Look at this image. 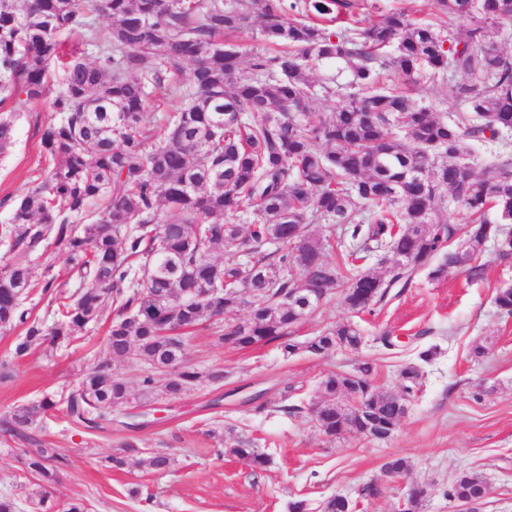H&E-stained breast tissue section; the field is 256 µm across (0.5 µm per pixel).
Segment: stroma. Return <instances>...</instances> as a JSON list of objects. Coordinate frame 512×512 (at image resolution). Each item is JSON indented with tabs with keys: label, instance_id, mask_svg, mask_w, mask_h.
Instances as JSON below:
<instances>
[{
	"label": "stroma",
	"instance_id": "35a3bbf8",
	"mask_svg": "<svg viewBox=\"0 0 512 512\" xmlns=\"http://www.w3.org/2000/svg\"><path fill=\"white\" fill-rule=\"evenodd\" d=\"M12 105L20 119L13 146L0 155V225L8 223L13 202L44 174L40 138L48 107L19 99ZM479 262L482 278L471 279L463 267L449 269L439 280L421 272L380 312L357 317L333 302L310 314L296 333L303 341L352 320L366 338L356 353L286 357L273 343L242 349L220 342L212 320L203 319L187 337L186 359L201 371L224 367L223 385L203 383L178 399L129 406L94 432L69 423L63 412H48L30 433L68 459L48 485L28 471L27 443L0 434V494L12 495L18 512H33L30 498L43 486L56 505L81 499L88 512H288L289 503L300 499L318 512L336 494L347 496L356 512H394L401 487L386 481L385 465L402 457L410 480L428 487L418 512H512V316L495 304L501 289L512 288V257H500L489 242ZM113 316L112 308H105L80 338L44 345L15 362L11 378L0 380V417L68 392L87 366L105 356ZM385 332L400 337L401 346H382ZM477 345L486 349L479 358L472 355ZM432 347L436 356L420 363L419 353ZM361 362L373 365L377 390L394 393L400 369L421 366V389L408 400V412L390 438L348 433L332 440L310 417L284 413L287 405H312L323 375ZM257 397L269 402L270 410L256 412ZM231 434L252 439L266 454V467L225 454L224 439ZM126 438L139 450L126 453L124 466L113 468L109 457ZM147 452L170 454L169 472L141 466ZM464 472L492 487L473 509L446 495ZM381 480L382 498L360 497L364 484Z\"/></svg>",
	"mask_w": 512,
	"mask_h": 512
}]
</instances>
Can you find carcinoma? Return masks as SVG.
<instances>
[{
    "instance_id": "1",
    "label": "carcinoma",
    "mask_w": 512,
    "mask_h": 512,
    "mask_svg": "<svg viewBox=\"0 0 512 512\" xmlns=\"http://www.w3.org/2000/svg\"><path fill=\"white\" fill-rule=\"evenodd\" d=\"M436 3L434 22L391 11L367 24L365 0H299L288 8L284 0H0V155L15 141L10 97L47 99L51 112L41 135L45 176L0 226L15 253L0 265V328L22 329L13 350L21 360L50 339L78 338L106 304L115 312L106 339L112 363L91 364L58 402L44 398L0 419L1 431L32 445L28 469L50 482L67 463L24 433L57 405L73 423L94 428L134 399L149 407L224 381L222 368L202 373L184 364V339L168 328L185 335L205 316L246 305L249 317L224 327L236 346L276 341L286 356H317L363 339L347 322L294 341L318 296L373 314L422 269L434 280L451 267L483 274L475 260L499 233L487 211L512 222V154L479 174L468 141L512 130V55L488 35L512 19V0ZM100 16L110 20L105 41ZM255 19L264 47L250 53L252 75L239 81L243 54L224 38ZM74 33L80 43L52 96L50 68L62 57V37ZM324 61L349 72V92L327 114L313 104L318 92L333 93L334 79L311 77ZM450 72L463 80L449 95L465 105L453 119L418 104L408 88ZM166 82L180 107L148 127L144 112ZM450 200L464 223L448 221ZM95 201L100 208H90ZM164 209L171 218H161ZM312 221L340 227L343 266L325 259ZM457 240L466 247H452ZM48 242L80 279L69 297L53 295V265L29 263ZM374 250L391 255L387 276L355 273V262ZM201 288L209 290L205 303L192 300ZM36 291L57 305L50 327L23 308ZM291 293L295 301L282 299ZM130 359L147 366L135 394L112 367ZM179 363L182 371L169 374ZM351 374L369 385L373 367L364 362ZM421 377L418 365L401 369L406 396L419 391ZM362 384L329 372L316 403L283 411L312 412L326 436L339 438L355 413L338 398L358 393L377 420L400 424L405 406ZM224 447L255 468L267 464L247 438L231 435ZM142 463L166 472L172 459L156 452ZM446 495L479 501L482 479L461 474Z\"/></svg>"
}]
</instances>
